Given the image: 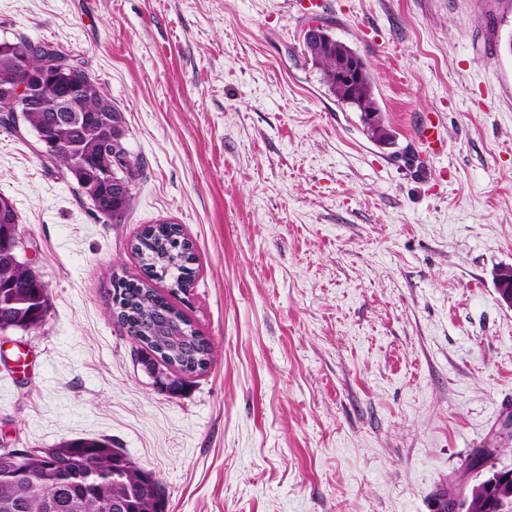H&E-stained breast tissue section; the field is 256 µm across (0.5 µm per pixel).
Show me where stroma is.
I'll return each instance as SVG.
<instances>
[{"mask_svg":"<svg viewBox=\"0 0 512 512\" xmlns=\"http://www.w3.org/2000/svg\"><path fill=\"white\" fill-rule=\"evenodd\" d=\"M311 26L367 62L393 145L322 84ZM18 35L83 61L140 175L112 223L0 128L51 298L0 346L1 441L108 439L167 512H434L512 469V0H0ZM162 221L194 243L185 312L212 342L176 396L109 314Z\"/></svg>","mask_w":512,"mask_h":512,"instance_id":"stroma-1","label":"stroma"}]
</instances>
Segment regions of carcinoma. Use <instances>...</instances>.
Instances as JSON below:
<instances>
[{
  "label": "carcinoma",
  "instance_id": "1",
  "mask_svg": "<svg viewBox=\"0 0 512 512\" xmlns=\"http://www.w3.org/2000/svg\"><path fill=\"white\" fill-rule=\"evenodd\" d=\"M20 50L28 54L30 69L18 66L16 51L0 54V81H38L47 94L41 110L28 116V124L41 128L54 163L62 175L75 180L82 195L94 197L95 208L115 221L122 219L134 198L140 174L139 164L125 166L123 180L128 192L117 194L115 184L101 180L112 166V155L127 151L123 139L110 135L111 124L124 120L112 98L91 79L83 62L71 54L58 55L54 46L42 43ZM307 57L322 74L323 83L337 102L344 103V92L333 77L336 48L324 43L304 41ZM76 82L86 93L74 101L82 121L56 124L48 117L65 95L66 85ZM362 97L370 108L381 107L375 98L370 72H365ZM20 221L12 200L0 194V225ZM135 253L140 259V275L123 279L113 289L111 316L127 335L135 336L149 324L174 323L191 337L192 351L172 361L165 358L169 346L160 335L148 336L141 351L144 363L158 362L174 369L173 379L163 382L161 389L176 393L195 375L204 372L211 361L212 343L196 328L191 319L173 304L171 296L192 285L193 276L183 280L181 259L193 253L191 241L178 224L149 225L136 238ZM11 249L0 240V324L30 327L38 330L48 316V287L37 270L9 263ZM61 456L28 458L23 467L28 477L0 481V512H102L103 505L120 498L127 512H166L161 483L140 468L120 448L112 447L104 438H75L57 442ZM477 492L470 495V512H512V487L489 486V480L475 483Z\"/></svg>",
  "mask_w": 512,
  "mask_h": 512
}]
</instances>
